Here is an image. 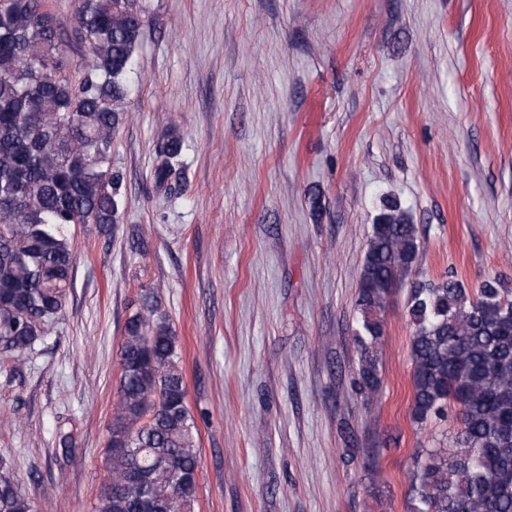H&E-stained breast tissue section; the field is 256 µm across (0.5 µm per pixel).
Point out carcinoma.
<instances>
[{
  "label": "carcinoma",
  "mask_w": 512,
  "mask_h": 512,
  "mask_svg": "<svg viewBox=\"0 0 512 512\" xmlns=\"http://www.w3.org/2000/svg\"><path fill=\"white\" fill-rule=\"evenodd\" d=\"M148 19L146 0H78L72 35L90 64L72 81L47 0H0V355L34 349L62 315L72 227L108 235L120 223L112 141L129 119L127 74ZM154 150L155 183L180 193L182 134L169 129ZM419 249L401 202L383 199L356 299L359 394L377 392L381 313L407 285L412 418L452 409L460 424L451 445L413 456L411 512H512V290L495 278L473 292L452 279L410 282ZM119 365L95 512H194L198 429L172 325L150 292L125 322ZM0 512H37L3 458Z\"/></svg>",
  "instance_id": "1"
}]
</instances>
